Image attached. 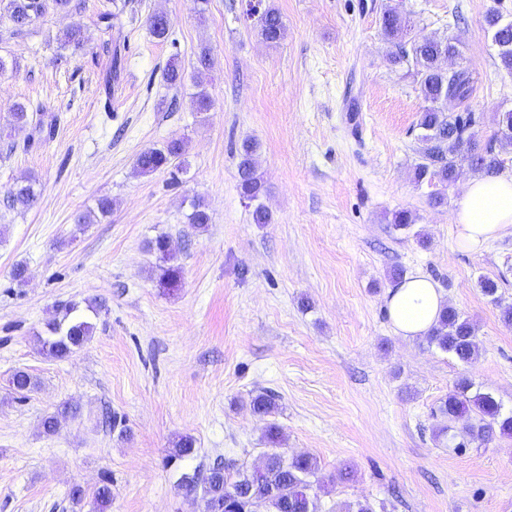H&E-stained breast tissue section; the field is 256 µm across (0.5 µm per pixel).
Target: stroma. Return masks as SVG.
I'll list each match as a JSON object with an SVG mask.
<instances>
[{
	"label": "stroma",
	"instance_id": "35a3bbf8",
	"mask_svg": "<svg viewBox=\"0 0 512 512\" xmlns=\"http://www.w3.org/2000/svg\"><path fill=\"white\" fill-rule=\"evenodd\" d=\"M121 2L118 31L99 21L112 0H73L19 35L0 24V512H93L105 481L109 512H201L181 473L218 458L260 465L272 423L281 451L317 457V512L363 499L384 512H512V439L454 450L432 415L463 373L512 410V327L500 317L512 304V226L462 247L452 222L462 183L437 207L431 186L414 182L425 102L381 31L391 6L414 33L461 41L451 65L473 74L477 138L512 173V145L493 138L497 113L512 109V74L485 35L487 13L512 18V0H262L287 28L276 45L258 36L245 0H208L203 13L197 0ZM157 11L172 20L163 40L147 25ZM73 25L93 35L83 50L57 41ZM203 44L213 65L200 80ZM173 59L184 70L176 86L163 78ZM201 87L212 100L203 114L192 106ZM17 104L28 115L19 125ZM247 137L260 146L268 224L253 223L238 186ZM176 138L178 181L137 171L140 153ZM21 177L35 179L39 200L12 210L4 198ZM105 197L108 216L78 223ZM194 199L210 215L203 232L186 222ZM403 209L411 228L390 222ZM159 236L181 267L178 287L158 282L147 245ZM396 268L428 274L474 323L472 364L395 332L384 295ZM483 278L498 283L499 302L482 294ZM87 299L101 306L90 340L46 358L37 332L58 304ZM18 370L36 389H13ZM265 390L276 408L255 414L250 400ZM64 403L77 417L43 433ZM184 435L194 453L167 465ZM347 467L353 477L340 479Z\"/></svg>",
	"mask_w": 512,
	"mask_h": 512
}]
</instances>
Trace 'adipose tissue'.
I'll list each match as a JSON object with an SVG mask.
<instances>
[{
	"instance_id": "1",
	"label": "adipose tissue",
	"mask_w": 512,
	"mask_h": 512,
	"mask_svg": "<svg viewBox=\"0 0 512 512\" xmlns=\"http://www.w3.org/2000/svg\"><path fill=\"white\" fill-rule=\"evenodd\" d=\"M453 222L467 248L496 239L512 225V174L470 178L456 203ZM385 303L396 331L412 338L429 333L446 299L436 282L416 272L392 286Z\"/></svg>"
}]
</instances>
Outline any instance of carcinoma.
Instances as JSON below:
<instances>
[{
	"label": "carcinoma",
	"instance_id": "carcinoma-1",
	"mask_svg": "<svg viewBox=\"0 0 512 512\" xmlns=\"http://www.w3.org/2000/svg\"><path fill=\"white\" fill-rule=\"evenodd\" d=\"M70 3L71 0H0V16L8 19L14 32L20 33L49 8L65 10ZM499 17L500 13L495 11L486 16V31L495 34L500 45V66L512 73V27H499ZM148 25L155 38L165 39L170 33L171 20L160 11L150 15ZM256 28L260 38L269 44L280 43L287 34L280 12L272 6L257 15ZM381 28L384 37L395 48L391 54L392 62L411 68L420 96L427 103L417 122L423 133L418 137L419 162L414 169L415 181L446 188L466 170L486 176L498 174L502 166L498 154L490 146H480L476 139L475 113L467 108L461 112L448 110V97L452 96L464 105L473 93L474 78L469 70L459 69L450 75L441 67L442 59L460 55V42L448 37H408L410 21L392 7L383 12ZM60 41L64 47L79 49L89 41V36L80 28H71L63 32ZM257 151V143L249 139L244 140L238 150L239 189L241 195L250 201L259 200L266 191L258 171ZM183 154V142L170 140L160 148L143 151L136 166L142 174L167 169L173 164L181 170ZM37 199L34 181L29 177L14 184L6 194L7 206L16 209H29ZM209 221L203 202H193L192 212L188 215L191 229L203 232ZM90 312L95 314L97 309L89 301L83 306L76 302L58 305L57 316L48 321L44 331L37 335L41 353L49 358L62 359L82 347L94 330L88 316ZM427 341L429 345L455 355L465 364L479 355L475 326L451 306L441 311L437 324L427 335ZM11 383L21 394L36 387L32 376L23 370L13 373ZM472 388L473 383L466 376L454 382L448 396L442 399L436 410V416L441 419L438 433L447 435L453 422L473 412L474 421L463 427L466 441L454 444V448L465 446L467 441L487 445L497 438H512V412L502 413L501 405L492 395L480 392L473 395ZM275 408L273 397L267 393H259L252 399V409L258 414H270ZM75 413L76 409L70 405L57 409L42 420L43 431L47 434L56 432L61 421ZM194 445L192 437H181L172 448L169 461L190 457ZM319 470V461L311 454L288 458L272 451L265 455L259 470H238L232 474L230 467L220 461L202 474L196 471L182 474L180 484L189 492L201 493L202 500L212 508V512H260L262 508L266 512H314L310 491L312 478ZM93 501L96 512H107L112 502L110 484L97 487Z\"/></svg>",
	"mask_w": 512,
	"mask_h": 512
}]
</instances>
